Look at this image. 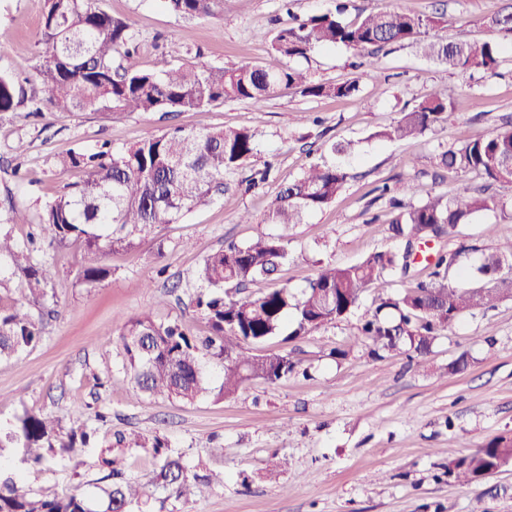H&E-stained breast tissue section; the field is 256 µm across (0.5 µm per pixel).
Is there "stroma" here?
I'll return each mask as SVG.
<instances>
[{"label": "stroma", "mask_w": 512, "mask_h": 512, "mask_svg": "<svg viewBox=\"0 0 512 512\" xmlns=\"http://www.w3.org/2000/svg\"><path fill=\"white\" fill-rule=\"evenodd\" d=\"M101 5L130 24L139 66L159 72L201 63L281 66L271 49L275 29L287 23L289 13L304 17L334 9L336 2L292 0L287 13L281 0H224L223 16L208 20L178 17L163 0ZM511 5L512 0H350L346 17L399 6L441 18L435 34L446 40L501 46L512 43V34L489 20ZM40 22V0H0V28L9 33L8 44L0 47V71L17 76L28 95L37 86ZM380 57L383 71L375 77L357 68L358 54L343 47L319 49L300 60L321 82L359 79L357 99L308 98L282 89L258 106L227 100L203 114L51 111L0 120V209L12 203L31 219L82 178V171L55 167L57 157L69 151H90L104 142L119 149L172 124L248 128L258 140L257 154L225 177L223 193L212 202L143 235L133 249L106 255L112 274L101 286L79 283V244L36 252L37 261L56 271L48 287L56 313L44 318L38 306H30L29 315L43 321L40 342L0 361V424L44 412L95 430L101 442L118 432L156 433L183 453L188 466L223 473V485L189 504L169 501V512H512V465L468 488L448 471L452 459L494 437L512 436V298L464 315L429 353L378 357L370 343L358 340V327L373 314L377 292L394 295L415 282L411 276L387 277L381 287L365 289L343 319L293 341L266 340L261 352L289 354L302 374L250 383L230 400L140 397L122 370L118 334L129 318L145 313L208 335L204 315L190 300L204 257L224 243L244 245L277 232L274 224L238 223L237 215L247 210L262 216L282 183L306 163L329 159L331 143L354 142L345 159L351 177L331 206L288 229L289 256L274 283L297 293L324 263L354 264L376 250L403 251L390 231L391 209L377 198L376 186L411 181L418 201L433 191L452 196L481 187L480 179L436 172L434 157L453 142L457 127L482 138L512 115V55L501 54L492 73L447 69L411 45L384 48ZM433 93L453 100L447 124L411 141L380 138L404 109ZM272 157L277 166L270 180L247 189V179ZM15 167L20 176H12ZM496 191L509 208L480 214L423 248L427 255L459 251L448 271L452 285L482 286L476 273L482 255L512 251V183ZM491 224L496 234L488 233ZM462 355L467 368L447 373V365ZM216 446L223 455L213 454ZM274 455L287 457V470L266 467ZM96 457V449H86L82 465L62 462L30 471L25 484L40 493H97L102 473Z\"/></svg>", "instance_id": "35a3bbf8"}]
</instances>
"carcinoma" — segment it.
Instances as JSON below:
<instances>
[{
    "label": "carcinoma",
    "mask_w": 512,
    "mask_h": 512,
    "mask_svg": "<svg viewBox=\"0 0 512 512\" xmlns=\"http://www.w3.org/2000/svg\"><path fill=\"white\" fill-rule=\"evenodd\" d=\"M185 19L216 18L224 0H162ZM345 7L312 15L278 29L273 52L286 60L278 68L258 63L225 67H175L157 75L140 69L135 36L130 25L114 17L100 0H42V25L37 44L43 46L37 67L39 87L26 100L14 77L0 72V114L28 105V113L75 112H203L225 99L264 103L277 89L292 88L304 97L354 98L360 83L320 82L293 62L308 59L319 48L344 47L364 58L362 66L378 69L377 53L386 46L416 43L423 54L456 70H493L503 48L488 42H447L430 32L440 20L401 7L376 8L347 21ZM453 101L433 94L419 102L376 136L390 141L417 139L448 121ZM256 133L245 128L185 129L176 127L129 147L114 149L104 143L94 151H71L58 159L62 171L80 169L83 178L68 191L48 200L38 227L48 245L73 241L81 245L79 281L89 288L104 282L111 269L103 256L130 249L145 233L176 223L185 214L224 190V176L244 167L254 156ZM435 168L452 170L484 182L475 193H429L411 202L413 186L401 182L377 187L396 210L390 224L405 240V252L376 251L351 265L327 264L296 295L286 286L267 288L244 298L236 292L249 282L272 278L288 258L286 230L311 212L331 205L349 178L336 162L313 161L293 181L281 186L261 223L276 224L280 234L261 235L247 245L230 243L208 254L198 272L195 307L205 316L210 335L200 339L177 322L159 323L148 314L122 324L119 340L123 370L135 391L149 397L193 402L212 396L234 397L253 381L275 383L298 372L286 354L258 355L253 348L286 326L285 340L305 336L348 314L362 292L397 272H409L416 244L427 237L450 235L460 224L481 212L502 210L504 198L492 194L495 184L512 177V121L482 139H472L464 128L454 141L440 146ZM35 239L20 244L10 233H0V259L24 278L33 301L47 297L55 276L52 266L34 259ZM460 252H442L425 280L403 292L376 297L375 313L360 335L374 352L430 350L437 336L460 317L477 309H493L512 297V276L503 274L505 258L483 255L478 272L490 283L468 289L449 284L445 273ZM42 328L28 314L0 311V359H10L38 343ZM222 369L220 385H213L206 365ZM96 443V434L79 426L66 428L57 416L24 413L0 428V457L21 452V463L39 469L73 460ZM145 453L159 460L151 485L131 481L124 470L128 453ZM512 463V437L499 436L473 454L454 461L459 484L469 486ZM98 464L108 470L109 483L101 494H38L25 487L23 477L0 470V512H165L170 499L189 502L224 474L207 471L187 474L182 455L165 439L139 433L115 434V444L101 447Z\"/></svg>",
    "instance_id": "cac0c4a2"
}]
</instances>
